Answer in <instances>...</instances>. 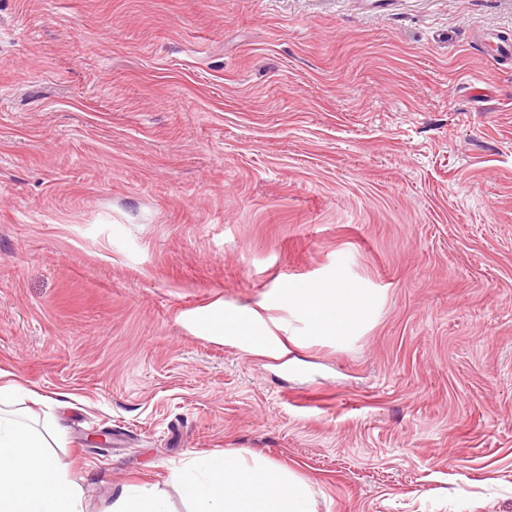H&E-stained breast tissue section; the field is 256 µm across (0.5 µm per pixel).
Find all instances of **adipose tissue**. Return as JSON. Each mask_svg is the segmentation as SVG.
I'll list each match as a JSON object with an SVG mask.
<instances>
[{"mask_svg":"<svg viewBox=\"0 0 512 512\" xmlns=\"http://www.w3.org/2000/svg\"><path fill=\"white\" fill-rule=\"evenodd\" d=\"M280 298L293 309L324 315L340 340L372 304L362 289L342 284L285 288ZM19 390L16 384L0 385V512H85L79 487L47 451L60 431L34 430L11 411ZM172 478L191 503L190 512H315L309 481L234 449L199 458Z\"/></svg>","mask_w":512,"mask_h":512,"instance_id":"adipose-tissue-1","label":"adipose tissue"}]
</instances>
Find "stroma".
I'll return each mask as SVG.
<instances>
[{"label":"stroma","instance_id":"obj_1","mask_svg":"<svg viewBox=\"0 0 512 512\" xmlns=\"http://www.w3.org/2000/svg\"><path fill=\"white\" fill-rule=\"evenodd\" d=\"M487 30L512 0H0V384L87 512H187L173 471L227 448L316 512H512ZM314 281L372 297L348 342L280 300ZM112 497L114 499L107 512H168L163 500L152 488L123 487Z\"/></svg>","mask_w":512,"mask_h":512}]
</instances>
